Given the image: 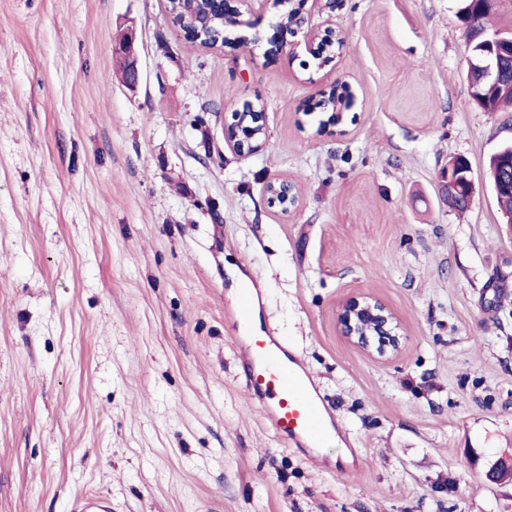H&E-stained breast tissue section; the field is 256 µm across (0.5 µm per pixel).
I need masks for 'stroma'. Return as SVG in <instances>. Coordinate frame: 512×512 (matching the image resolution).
<instances>
[{
	"mask_svg": "<svg viewBox=\"0 0 512 512\" xmlns=\"http://www.w3.org/2000/svg\"><path fill=\"white\" fill-rule=\"evenodd\" d=\"M459 0H304L344 38L266 58L272 11L201 48L167 0H0V512H512V237L487 179L512 113L478 107ZM133 28L140 71L114 47ZM354 103L320 130L322 90ZM261 104L241 157L223 126ZM464 157L476 193L448 208ZM301 189L290 218L268 180ZM292 337L342 436L291 448L247 394L228 267ZM401 318L372 360L337 314ZM481 463H473V454ZM252 107L253 110H255V106L250 101H247L243 104L242 109H238L237 112L233 115V121L232 123H238L242 116H245L243 119V122L248 120L251 114H255L256 117V125H259L261 128L260 134L262 135V138H259L255 144L250 143L249 147H246L244 143H239V136L246 137L245 132H242L241 135L238 133L237 136L229 137L226 135L227 127L229 124H227L224 128V142L225 144L233 150L237 155L239 156H250L252 154H255L259 152L262 147L264 146L267 138V126L265 121V112H248L249 109ZM245 111V112H243ZM457 159L460 161L458 162ZM466 168V161L462 158L455 157L448 162L443 186L446 190L452 193L461 191L460 187L464 186L468 192L467 201L469 202V199L470 201L473 199L476 186L472 179L471 171ZM340 333L377 360L399 355L404 343L400 317L380 298L364 293L342 303L337 316ZM484 475L492 483L512 482V458L498 457L488 460Z\"/></svg>",
	"mask_w": 512,
	"mask_h": 512,
	"instance_id": "35a3bbf8",
	"label": "stroma"
}]
</instances>
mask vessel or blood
Wrapping results in <instances>:
<instances>
[{
  "label": "vessel or blood",
  "mask_w": 512,
  "mask_h": 512,
  "mask_svg": "<svg viewBox=\"0 0 512 512\" xmlns=\"http://www.w3.org/2000/svg\"><path fill=\"white\" fill-rule=\"evenodd\" d=\"M260 305L258 289H243L235 327L242 333L240 342L247 364L245 389L261 406L266 422L276 434L305 450L319 447L335 430V417L302 360L287 352L283 338L268 328L254 331L253 321Z\"/></svg>",
  "instance_id": "obj_1"
}]
</instances>
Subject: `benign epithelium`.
<instances>
[{"mask_svg": "<svg viewBox=\"0 0 512 512\" xmlns=\"http://www.w3.org/2000/svg\"><path fill=\"white\" fill-rule=\"evenodd\" d=\"M255 0H214L227 18L239 21L245 12L252 10ZM506 0H464L459 18L464 27L467 42L477 47L480 57L470 61L467 79L471 97L477 101L482 88L489 87L500 97L512 98V84L502 83L508 68L512 67V29L489 34L481 25V15L486 10H499ZM329 36L319 31L304 27L301 16H296L289 28L276 27L269 39L271 48L266 56L271 57L294 44V39L310 43L327 38L335 39L339 32L328 30ZM135 34L127 32L125 39L116 48V54L123 57L127 75V85L134 89L139 83V69L135 54ZM256 124L261 127L262 138L247 146L239 142V137L224 136L225 144L239 156H250L259 152L267 138L265 113H255ZM496 162L504 168V177L492 186L496 197L512 193V154L504 151L494 154ZM443 186L454 193L465 187L467 198L473 199L476 191L471 171L467 169L465 160L452 159L446 166ZM267 202L278 207L281 216L288 218L298 209L300 203L299 187L289 178H274L265 185ZM340 333L352 345L366 352L377 360H389L399 355L404 343V328L400 317L380 298L364 293L352 296L342 303L337 316ZM485 478L492 483L512 482V458L498 457L490 459L484 471Z\"/></svg>", "mask_w": 512, "mask_h": 512, "instance_id": "benign-epithelium-1", "label": "benign epithelium"}]
</instances>
